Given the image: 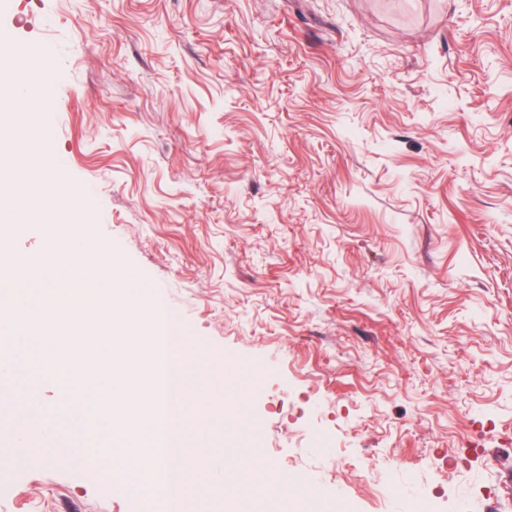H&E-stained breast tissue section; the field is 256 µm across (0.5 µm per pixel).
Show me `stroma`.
<instances>
[{"label":"stroma","instance_id":"1","mask_svg":"<svg viewBox=\"0 0 512 512\" xmlns=\"http://www.w3.org/2000/svg\"><path fill=\"white\" fill-rule=\"evenodd\" d=\"M0 27L48 81L14 100L48 236L189 338L199 496L224 501L238 399L292 485L237 512H512V0H15ZM15 388L0 416L74 454H0V512H144L51 372Z\"/></svg>","mask_w":512,"mask_h":512}]
</instances>
